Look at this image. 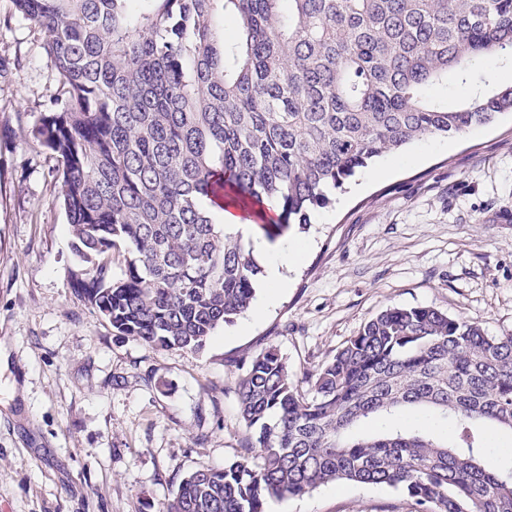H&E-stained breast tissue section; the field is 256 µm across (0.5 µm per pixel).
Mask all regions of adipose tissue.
<instances>
[{"mask_svg": "<svg viewBox=\"0 0 512 512\" xmlns=\"http://www.w3.org/2000/svg\"><path fill=\"white\" fill-rule=\"evenodd\" d=\"M216 217L220 223L236 225L244 237L250 239L254 254L264 262L263 279L268 290L265 300L269 303L274 302L287 286L285 270L300 263L306 250L305 245L289 237L281 238L274 243L268 242L256 236L252 219L243 218L242 215L226 209L217 211Z\"/></svg>", "mask_w": 512, "mask_h": 512, "instance_id": "1", "label": "adipose tissue"}]
</instances>
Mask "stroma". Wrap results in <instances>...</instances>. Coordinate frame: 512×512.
I'll list each match as a JSON object with an SVG mask.
<instances>
[{"label": "stroma", "mask_w": 512, "mask_h": 512, "mask_svg": "<svg viewBox=\"0 0 512 512\" xmlns=\"http://www.w3.org/2000/svg\"><path fill=\"white\" fill-rule=\"evenodd\" d=\"M44 33L0 0V512H165L187 473L248 447L238 383L276 347L296 378L390 307L512 334V114L377 159L299 239L288 287L197 351L116 335L71 286L81 262L58 163L33 125L61 86ZM265 512H417L403 492L329 483Z\"/></svg>", "instance_id": "1"}]
</instances>
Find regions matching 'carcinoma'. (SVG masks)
Segmentation results:
<instances>
[{"label": "carcinoma", "instance_id": "carcinoma-1", "mask_svg": "<svg viewBox=\"0 0 512 512\" xmlns=\"http://www.w3.org/2000/svg\"><path fill=\"white\" fill-rule=\"evenodd\" d=\"M61 94L32 129L61 168L72 287L120 336L200 350L263 274L206 202L271 204L302 232L370 161L512 113V0H12ZM235 26L224 27L225 18ZM124 246L123 276L112 257ZM299 388L271 346L239 383L245 457L182 480L167 512H264L327 483L386 485L423 512H512V335L431 307L367 321ZM407 410L415 425H396Z\"/></svg>", "mask_w": 512, "mask_h": 512}]
</instances>
